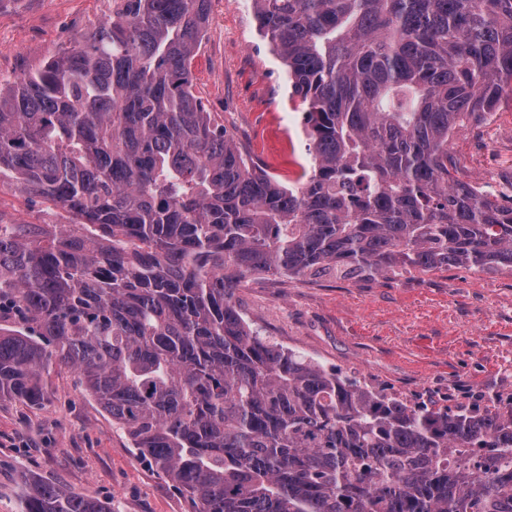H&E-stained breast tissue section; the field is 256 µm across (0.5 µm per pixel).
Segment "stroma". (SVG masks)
I'll return each instance as SVG.
<instances>
[{"mask_svg": "<svg viewBox=\"0 0 512 512\" xmlns=\"http://www.w3.org/2000/svg\"><path fill=\"white\" fill-rule=\"evenodd\" d=\"M112 0H0V78L70 48ZM196 90L234 140L287 181L305 161L303 114L251 10L211 7L193 69ZM493 123L450 143L469 178L512 179V99ZM0 219L60 224L37 198L0 192ZM235 301L247 322L324 368L408 403L455 407L475 395L512 402V271L452 266L353 279L250 276ZM38 407L0 400V512H20V474L110 501L114 512H194L191 499L131 448L77 374L55 367Z\"/></svg>", "mask_w": 512, "mask_h": 512, "instance_id": "stroma-1", "label": "stroma"}]
</instances>
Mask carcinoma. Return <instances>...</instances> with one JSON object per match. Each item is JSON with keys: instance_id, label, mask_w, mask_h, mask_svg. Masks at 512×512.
<instances>
[{"instance_id": "cac0c4a2", "label": "carcinoma", "mask_w": 512, "mask_h": 512, "mask_svg": "<svg viewBox=\"0 0 512 512\" xmlns=\"http://www.w3.org/2000/svg\"><path fill=\"white\" fill-rule=\"evenodd\" d=\"M308 125L280 182L193 90L211 0H113L0 81V399L78 374L196 512H512V409L410 405L252 329L247 275L512 270V204L448 138L512 94V0H249ZM21 512L112 504L21 475ZM40 202L29 195L14 194L4 190L0 193L1 219L14 224H69L63 216L69 215L62 209L42 213Z\"/></svg>"}]
</instances>
